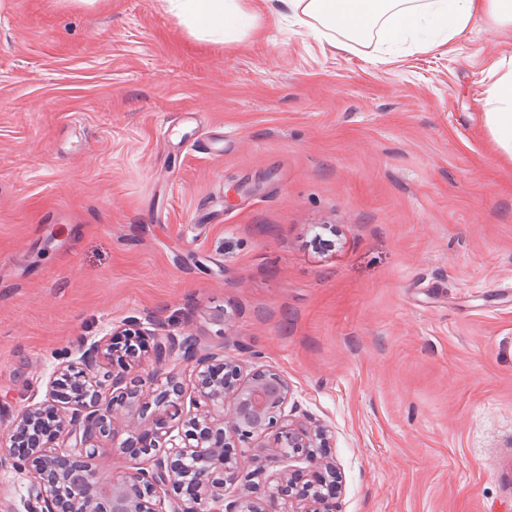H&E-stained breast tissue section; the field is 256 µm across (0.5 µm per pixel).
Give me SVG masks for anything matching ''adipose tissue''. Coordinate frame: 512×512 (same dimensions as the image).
Returning <instances> with one entry per match:
<instances>
[{"label": "adipose tissue", "mask_w": 512, "mask_h": 512, "mask_svg": "<svg viewBox=\"0 0 512 512\" xmlns=\"http://www.w3.org/2000/svg\"><path fill=\"white\" fill-rule=\"evenodd\" d=\"M170 12L190 30L222 41L251 29L255 16L242 0H166ZM313 34L340 39L349 49L377 38L385 50L422 51L452 42L475 22L512 30V0H278ZM486 90V123L500 153L512 158V58L499 61Z\"/></svg>", "instance_id": "ef3b65f1"}]
</instances>
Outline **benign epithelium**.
<instances>
[{
    "instance_id": "benign-epithelium-1",
    "label": "benign epithelium",
    "mask_w": 512,
    "mask_h": 512,
    "mask_svg": "<svg viewBox=\"0 0 512 512\" xmlns=\"http://www.w3.org/2000/svg\"><path fill=\"white\" fill-rule=\"evenodd\" d=\"M114 336L152 337L155 368L84 386L73 383V366L55 369L49 397L18 413L0 433V468L9 464L31 475L27 512H161V492L184 494L177 512H334L325 507L336 494V470L324 466L306 492L292 495L291 477L269 482L264 505L250 495L251 475L230 451L228 436L263 437L257 452L288 459L315 458L325 431L288 423V382L272 369L224 373L223 355L201 346L193 336L147 329L135 319ZM193 365L196 395L187 399L183 384L163 366L175 356ZM124 367L141 366L137 349L91 345L81 358L90 370L100 358ZM69 401L71 413H58L56 398ZM142 435L141 453L152 467L129 468L105 476L90 460L125 448L118 428ZM236 485L238 497L224 502V486Z\"/></svg>"
}]
</instances>
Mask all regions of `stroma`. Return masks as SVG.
<instances>
[{"instance_id": "1", "label": "stroma", "mask_w": 512, "mask_h": 512, "mask_svg": "<svg viewBox=\"0 0 512 512\" xmlns=\"http://www.w3.org/2000/svg\"><path fill=\"white\" fill-rule=\"evenodd\" d=\"M0 0V400L130 317L272 369L338 512H512V32L380 53L244 0ZM169 11L190 30L220 41L233 40L251 29L256 17L241 0H165ZM486 90V123L500 153L512 159V58L499 61Z\"/></svg>"}]
</instances>
